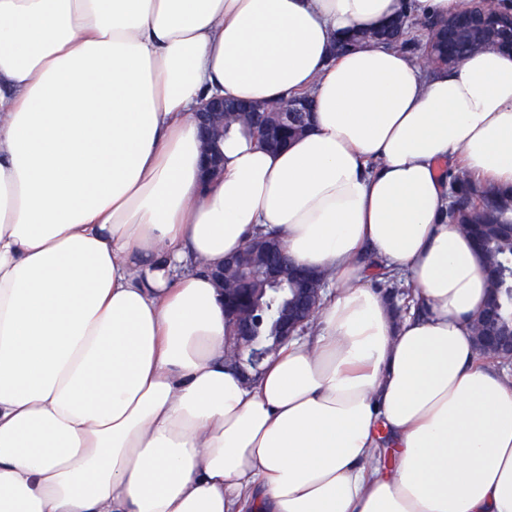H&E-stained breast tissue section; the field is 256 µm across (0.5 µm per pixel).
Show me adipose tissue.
I'll use <instances>...</instances> for the list:
<instances>
[{
    "label": "adipose tissue",
    "mask_w": 512,
    "mask_h": 512,
    "mask_svg": "<svg viewBox=\"0 0 512 512\" xmlns=\"http://www.w3.org/2000/svg\"><path fill=\"white\" fill-rule=\"evenodd\" d=\"M460 4L0 0V512H512V385L475 363L486 281L442 220L446 167L512 188V52L331 53ZM305 90L307 134L231 131L201 186L200 100ZM256 227L336 288L248 382L204 267ZM374 265L379 269V271H381L378 275H381L385 279V282L390 286L388 298L393 304L394 299L399 297L407 301L414 299V288L412 284L407 283L402 279H398L396 276L391 275L390 272L384 271L386 268L381 264L376 263Z\"/></svg>",
    "instance_id": "obj_1"
}]
</instances>
